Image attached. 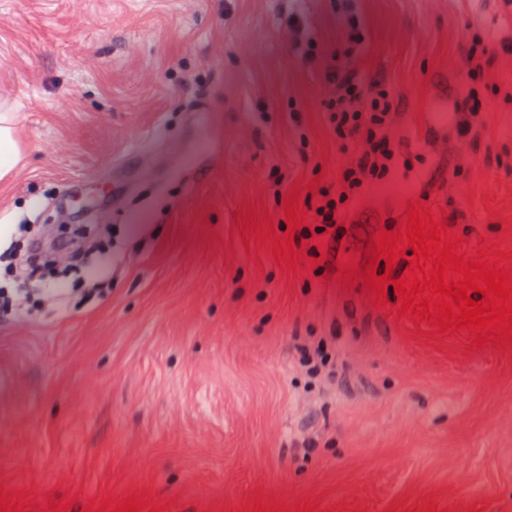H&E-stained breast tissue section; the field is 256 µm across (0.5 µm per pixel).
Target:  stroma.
Here are the masks:
<instances>
[{
	"mask_svg": "<svg viewBox=\"0 0 512 512\" xmlns=\"http://www.w3.org/2000/svg\"><path fill=\"white\" fill-rule=\"evenodd\" d=\"M394 95L387 182L359 196L322 275L286 248V202L348 163L323 67ZM512 37L505 0H0V100L24 157L0 186V296L34 242L111 237L93 303L0 308V493L29 512L142 497L165 512L263 500L324 512H512V347L399 313L370 285L373 234L411 207L512 251V52L461 69L475 34ZM476 88L481 128H429ZM272 236L259 240L261 228ZM335 325L348 366L312 390L292 343Z\"/></svg>",
	"mask_w": 512,
	"mask_h": 512,
	"instance_id": "obj_1",
	"label": "stroma"
}]
</instances>
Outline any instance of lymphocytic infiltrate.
<instances>
[{
    "mask_svg": "<svg viewBox=\"0 0 512 512\" xmlns=\"http://www.w3.org/2000/svg\"><path fill=\"white\" fill-rule=\"evenodd\" d=\"M325 78L334 89L325 106V122L352 160L336 180L305 200L309 222L302 225L296 244L310 262L335 250L346 231L352 201L385 180L395 156L392 92L367 89L352 69L332 66Z\"/></svg>",
    "mask_w": 512,
    "mask_h": 512,
    "instance_id": "f902f5d3",
    "label": "lymphocytic infiltrate"
}]
</instances>
